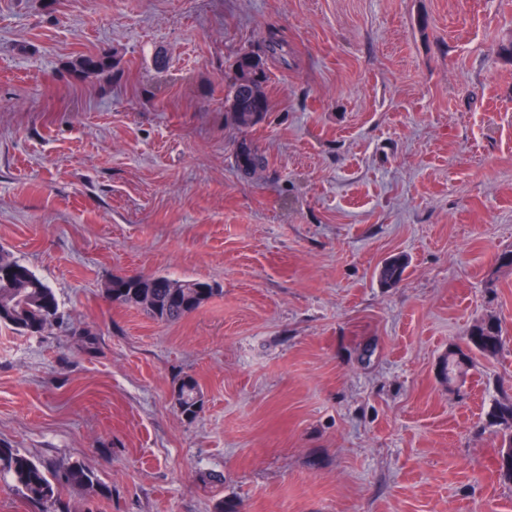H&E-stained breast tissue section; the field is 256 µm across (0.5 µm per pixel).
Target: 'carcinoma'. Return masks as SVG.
<instances>
[{
  "label": "carcinoma",
  "instance_id": "carcinoma-1",
  "mask_svg": "<svg viewBox=\"0 0 512 512\" xmlns=\"http://www.w3.org/2000/svg\"><path fill=\"white\" fill-rule=\"evenodd\" d=\"M285 57L284 45L269 38L264 47L238 51L231 65L226 114L228 121L242 134L235 158L238 169L252 174L268 167L266 156L250 138L252 130L265 116H259L249 108L264 106L269 110L268 97L262 102L247 104V97L240 82L245 72H261L263 82L269 81L268 60L274 56ZM72 67L74 71L87 76H108L114 73V56L107 52L82 56ZM406 264L393 261L380 271V278L386 283L399 282ZM10 274L9 279L0 277V325L9 326L27 334H42L58 319L59 304L51 288L36 276L14 254L0 246V273ZM105 297L120 306L138 307L151 318L164 323H175L198 310L216 293L208 281L185 278L176 279L164 275H132L115 277L104 289ZM466 349L452 351L444 359L442 375L447 381L456 374L461 364L456 353H463L471 360L470 353L493 357L503 345L500 324L495 320H481L474 323L466 334ZM182 416L191 421L202 407V394L196 380L190 376L180 379L174 389ZM0 478L8 481L9 487L27 503L34 505L38 512H71L62 499L65 488L96 492L100 482L96 475L80 460L70 461L53 468L45 463L0 443Z\"/></svg>",
  "mask_w": 512,
  "mask_h": 512
}]
</instances>
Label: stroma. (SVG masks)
<instances>
[{
	"label": "stroma",
	"instance_id": "35a3bbf8",
	"mask_svg": "<svg viewBox=\"0 0 512 512\" xmlns=\"http://www.w3.org/2000/svg\"><path fill=\"white\" fill-rule=\"evenodd\" d=\"M273 33L246 176L224 99ZM511 44L512 0H0V246L61 314L0 325V440L93 470L72 512H512ZM136 273L218 291L163 324L106 299ZM72 67L75 72L87 76H108L114 73V55L108 52H100L93 55L81 56ZM466 338L465 351L458 348L457 351L450 352L443 361L442 375L446 381L451 380L461 367L456 360L457 353L463 354L467 362L471 360L470 353L474 350L484 356L493 357L499 353L503 345L501 326L496 320L491 319L474 323L466 334ZM182 416L193 420L202 407V394L196 380L190 376L180 379L174 389ZM508 445V448H504ZM500 449L502 450V455H498L496 453V470L499 475V478L504 482L511 483L512 482V460L505 458L510 457L512 455V432L509 434H504L501 438Z\"/></svg>",
	"mask_w": 512,
	"mask_h": 512
}]
</instances>
